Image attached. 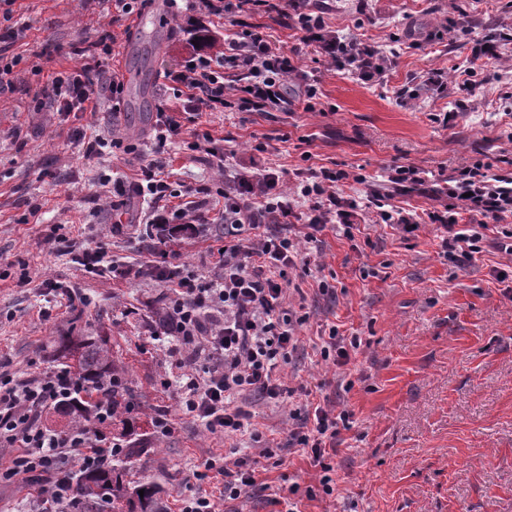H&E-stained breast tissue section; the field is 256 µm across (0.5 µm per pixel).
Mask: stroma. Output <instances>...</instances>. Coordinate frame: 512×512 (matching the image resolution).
Segmentation results:
<instances>
[{"label": "stroma", "instance_id": "stroma-1", "mask_svg": "<svg viewBox=\"0 0 512 512\" xmlns=\"http://www.w3.org/2000/svg\"><path fill=\"white\" fill-rule=\"evenodd\" d=\"M321 6L337 35H362L383 55L379 81L328 65L282 19L260 14L254 24L283 51L299 52L289 94L318 82L314 111L228 108L202 120L228 165L249 166L258 140L266 146L263 163L284 191H295L299 171L342 170L349 178L338 195L358 205L351 233L325 228L307 266L287 271L309 318L298 329L302 347L279 377L290 387L321 386L354 413L332 459L338 494L306 502V512H512V260L488 246L470 266L457 267L434 225L403 239L378 224L368 205L379 194L410 211L439 206L428 192L395 193L388 176L399 166L448 177L465 163L512 158V42L502 48L497 79L474 88L449 84L444 97L402 93L430 70L474 66L475 40L512 30V0H322ZM142 13L148 21L139 33L132 18L115 15L110 0L14 5L20 35L0 53L19 60L11 91L0 94V374L42 376L56 368L60 337H107L136 394L127 444L143 454L129 464L128 481L160 487L162 512H178L181 499L198 493L213 500L216 512H278L255 488L225 499L223 476L205 472V460L224 458L229 447L223 434L205 432L182 414L176 390L162 387L180 369L153 335L165 294L149 273L154 241L134 225L112 231V206L137 166L120 149L86 157L73 138L78 128L106 137L116 131L124 143L145 149L159 105L174 100L164 75L180 70L193 52L186 28L204 22L225 32L224 22L206 18L193 0H185L174 21L159 18L152 0ZM105 31L114 38L112 70L143 76L124 88L120 114L108 98L93 115L35 110L33 97L49 76L79 68L77 48ZM452 110L460 114L453 127L434 121V114ZM193 131L184 123L167 156L172 180L192 189L176 205L199 202L196 215L207 226L205 235L177 243L188 275L206 271L212 251L224 244V174L215 157L196 147ZM76 241L107 242L136 277L87 272L69 253ZM323 280L335 296L319 292ZM70 290L83 297L72 307ZM333 326L363 339L343 368L313 348ZM343 374L351 390L338 387ZM245 407L268 437L287 442L289 404L252 398ZM162 414L173 420L174 433H157ZM318 475L308 456L292 448L264 479L314 490Z\"/></svg>", "mask_w": 512, "mask_h": 512}]
</instances>
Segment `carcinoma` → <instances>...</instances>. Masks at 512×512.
<instances>
[{
    "instance_id": "cac0c4a2",
    "label": "carcinoma",
    "mask_w": 512,
    "mask_h": 512,
    "mask_svg": "<svg viewBox=\"0 0 512 512\" xmlns=\"http://www.w3.org/2000/svg\"><path fill=\"white\" fill-rule=\"evenodd\" d=\"M58 358L83 385V394L58 407L56 413L75 425L86 424L103 406L112 407V421L128 425L134 406L128 367L101 340L91 336H66L57 348ZM122 468L74 473L75 505L78 512H102V503L112 502V512H161L155 504V487L132 485L123 480ZM144 494H139V490Z\"/></svg>"
}]
</instances>
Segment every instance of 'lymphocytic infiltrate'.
Returning a JSON list of instances; mask_svg holds the SVG:
<instances>
[{
    "instance_id": "obj_1",
    "label": "lymphocytic infiltrate",
    "mask_w": 512,
    "mask_h": 512,
    "mask_svg": "<svg viewBox=\"0 0 512 512\" xmlns=\"http://www.w3.org/2000/svg\"><path fill=\"white\" fill-rule=\"evenodd\" d=\"M199 2L207 15L228 21L224 50L218 55L193 53L183 70L171 74V81L183 87L185 99L177 110L160 107L151 136L153 154L142 158L141 178L130 184L129 191L151 198L142 224L167 228L154 248L165 260L158 268L168 299L161 333L170 340V352L179 357L182 373L175 386L184 414L206 432L238 439L241 454L220 470L224 497L235 500L256 486L260 462L281 463L277 449L253 427L240 399L247 393L273 405L285 399L287 389L279 371L298 348L300 323L295 311L283 307L287 270L295 266L302 251L315 248L318 232L327 225L350 232L353 213L339 201L336 175L324 169L301 181L291 195L280 190L278 177L262 166L243 173L225 171L227 242L213 255L212 274L183 275L180 267L167 265L166 260L174 256L173 246L181 233L198 236L204 229L188 210L173 211L165 204L171 190L162 177L163 154L168 142L181 133L176 114L182 111L198 121L232 106L242 112H268L288 105L294 57L240 21L241 15L259 9L293 19L301 42L337 69L370 81L382 77L384 59L358 35L339 37L328 31L320 7L311 0ZM122 90V82L105 77L96 62L53 77L47 98L67 116L90 110L104 94L119 100ZM435 193L444 201L442 208L414 213L381 209L378 220L407 234L424 224L436 225L444 232L442 246L447 256L460 266L474 260L488 243L512 257V226L505 223L512 216L511 179L492 174L490 164L477 160L459 167ZM299 206L307 208L309 218L295 232L288 218ZM492 220L497 223L493 229L488 226ZM79 388L77 378L62 370L20 383L0 375V441L19 444L22 449L9 466L0 469V481L55 476L51 504L37 512H58L59 505L72 500L69 459H76L82 470L93 471L124 453L122 444L103 430L112 419L110 409H101L92 424L64 432L42 422L46 409L77 394ZM350 417L348 409L329 401H309L291 413L288 443L319 466L320 491L327 497L336 492L330 459L341 431L350 426Z\"/></svg>"
}]
</instances>
